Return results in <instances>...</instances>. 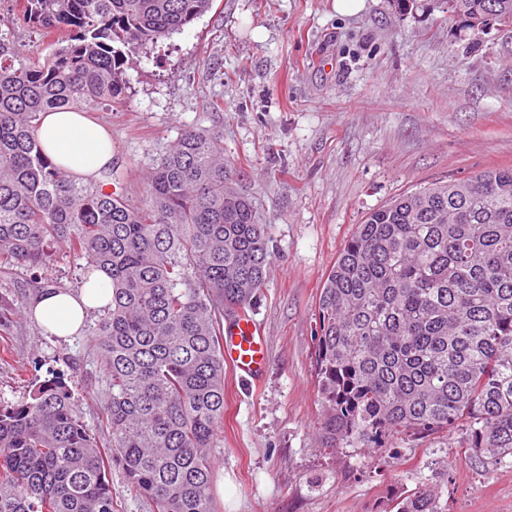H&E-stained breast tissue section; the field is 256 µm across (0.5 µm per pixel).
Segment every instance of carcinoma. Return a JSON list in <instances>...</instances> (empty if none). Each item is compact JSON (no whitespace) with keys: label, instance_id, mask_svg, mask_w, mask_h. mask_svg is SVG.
Segmentation results:
<instances>
[{"label":"carcinoma","instance_id":"1","mask_svg":"<svg viewBox=\"0 0 512 512\" xmlns=\"http://www.w3.org/2000/svg\"><path fill=\"white\" fill-rule=\"evenodd\" d=\"M0 27H35L47 54L0 39V278L34 296L53 245L107 272L112 307L93 335L108 385L88 431L53 376L0 404V512H113L112 461L154 512H216L210 449L224 420V313L246 311L271 253L252 200L227 186L224 135L183 129L131 201L61 171L37 137L43 114L110 110L129 59L213 0H14ZM448 19L512 0H443ZM15 299L0 293V351ZM316 371L328 448L460 429L471 453L512 458V168L425 185L357 225L318 299ZM396 512H444L417 488Z\"/></svg>","mask_w":512,"mask_h":512}]
</instances>
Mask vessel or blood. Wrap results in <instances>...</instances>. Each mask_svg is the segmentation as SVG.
<instances>
[{"instance_id":"1","label":"vessel or blood","mask_w":512,"mask_h":512,"mask_svg":"<svg viewBox=\"0 0 512 512\" xmlns=\"http://www.w3.org/2000/svg\"><path fill=\"white\" fill-rule=\"evenodd\" d=\"M224 361L239 379L255 383L262 377L267 362L266 343L248 314H237L225 322Z\"/></svg>"}]
</instances>
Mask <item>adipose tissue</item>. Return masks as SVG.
<instances>
[{
    "label": "adipose tissue",
    "instance_id": "ef3b65f1",
    "mask_svg": "<svg viewBox=\"0 0 512 512\" xmlns=\"http://www.w3.org/2000/svg\"><path fill=\"white\" fill-rule=\"evenodd\" d=\"M38 139L56 166L110 190L105 174L112 167V139L102 124L82 112H49L41 121ZM111 302L109 279L98 270L80 288L40 292L32 300L31 312L45 330L64 339L78 334L90 313L107 310Z\"/></svg>",
    "mask_w": 512,
    "mask_h": 512
}]
</instances>
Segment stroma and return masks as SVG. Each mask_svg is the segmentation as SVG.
Masks as SVG:
<instances>
[{"label": "stroma", "instance_id": "stroma-1", "mask_svg": "<svg viewBox=\"0 0 512 512\" xmlns=\"http://www.w3.org/2000/svg\"><path fill=\"white\" fill-rule=\"evenodd\" d=\"M131 85L97 113L121 189L144 178L188 126L224 135L229 183L250 195L270 239L249 314L268 361L258 384L224 372V422L211 453L217 512H396L435 486L446 512H512V461L468 453L462 431L336 452L321 437L315 311L344 244L367 213L420 185L512 167V29L449 20L440 0H213L183 31L130 60ZM79 333L63 341L23 314L0 358V403L34 379L73 383L102 436L106 376Z\"/></svg>", "mask_w": 512, "mask_h": 512}]
</instances>
